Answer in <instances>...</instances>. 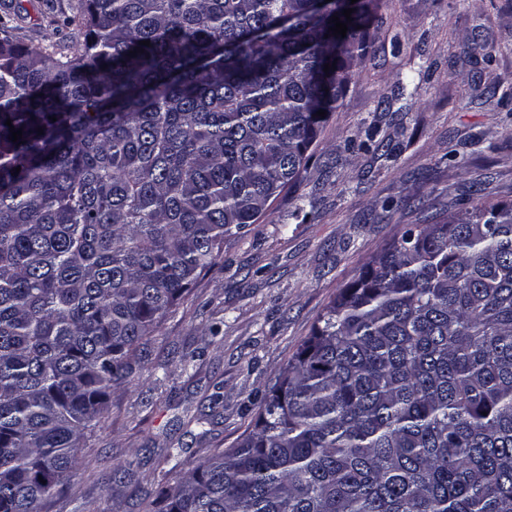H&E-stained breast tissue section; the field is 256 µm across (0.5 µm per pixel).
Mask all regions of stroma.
Here are the masks:
<instances>
[{"label":"stroma","mask_w":512,"mask_h":512,"mask_svg":"<svg viewBox=\"0 0 512 512\" xmlns=\"http://www.w3.org/2000/svg\"><path fill=\"white\" fill-rule=\"evenodd\" d=\"M77 4L0 0V26L52 47L75 38L57 19ZM378 15L300 182L165 318L44 512H145L146 496L252 425L326 305L405 225L468 208L473 185L512 202V0H381ZM126 460L116 495L107 479Z\"/></svg>","instance_id":"1"}]
</instances>
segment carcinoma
I'll use <instances>...</instances> for the list:
<instances>
[{"instance_id":"1","label":"carcinoma","mask_w":512,"mask_h":512,"mask_svg":"<svg viewBox=\"0 0 512 512\" xmlns=\"http://www.w3.org/2000/svg\"><path fill=\"white\" fill-rule=\"evenodd\" d=\"M343 9L79 0L62 48L0 33V512L61 491L136 352L300 180L378 0ZM157 512H512V203L407 225Z\"/></svg>"}]
</instances>
